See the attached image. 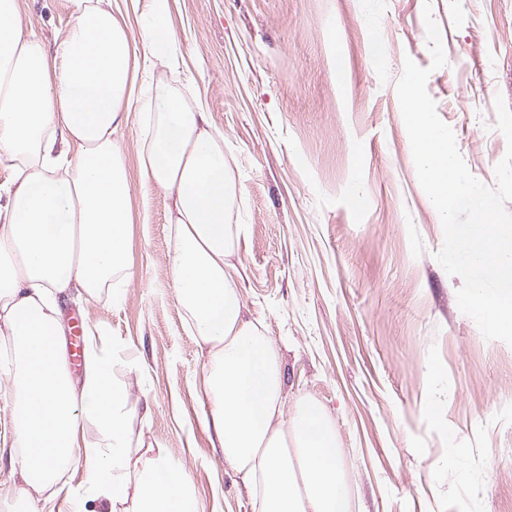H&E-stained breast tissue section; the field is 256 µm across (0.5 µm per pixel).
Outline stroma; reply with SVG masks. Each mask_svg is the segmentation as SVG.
<instances>
[{
	"label": "stroma",
	"instance_id": "obj_1",
	"mask_svg": "<svg viewBox=\"0 0 512 512\" xmlns=\"http://www.w3.org/2000/svg\"><path fill=\"white\" fill-rule=\"evenodd\" d=\"M47 47L72 0H19ZM447 64L427 90L470 172L494 185L506 151L496 97L512 107V0H169L180 67L149 74L199 95L224 137L242 224L231 261L248 318L278 344L286 400L336 423L353 512H512V346L463 314L460 277L436 260L440 216L418 181L396 92L404 59L431 63L424 3ZM130 174L132 277L67 298V327L94 324L122 362L114 382L133 438L163 447L202 512H252L200 389L194 336L167 265L169 199L141 172L138 129L118 138ZM359 182L367 204L352 211ZM0 374V512L18 452Z\"/></svg>",
	"mask_w": 512,
	"mask_h": 512
}]
</instances>
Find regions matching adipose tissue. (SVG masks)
I'll list each match as a JSON object with an SVG mask.
<instances>
[{
	"instance_id": "1",
	"label": "adipose tissue",
	"mask_w": 512,
	"mask_h": 512,
	"mask_svg": "<svg viewBox=\"0 0 512 512\" xmlns=\"http://www.w3.org/2000/svg\"><path fill=\"white\" fill-rule=\"evenodd\" d=\"M54 52L0 0V162L12 167L0 206V363L12 380L22 450L10 458L13 491L28 512H53L48 489L80 466L89 498L72 512H200L164 449L132 448L128 397L112 383L111 348L88 342L82 374L67 362L61 295L92 297L126 281L131 185L117 136L140 128V166L171 201L168 264L196 336L210 347L203 390L224 463L254 497L255 512H352L336 426L314 401L287 405L279 348L243 311L227 258L241 225L224 138L201 99L164 82L138 86L139 69L177 64L168 0H151L133 40L112 0H73ZM95 421L88 446L81 419Z\"/></svg>"
}]
</instances>
